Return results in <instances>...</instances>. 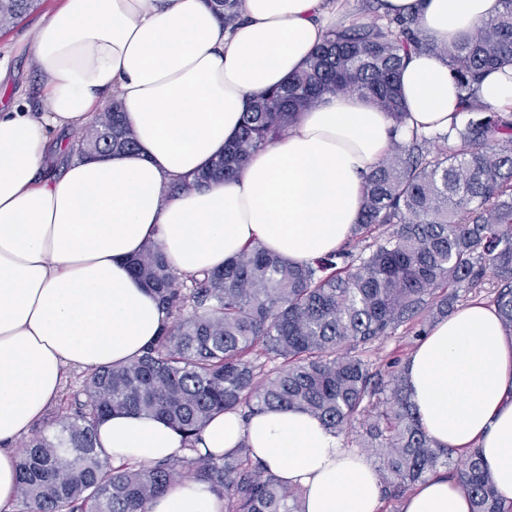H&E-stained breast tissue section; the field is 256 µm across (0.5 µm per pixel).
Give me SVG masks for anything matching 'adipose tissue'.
Here are the masks:
<instances>
[{
  "label": "adipose tissue",
  "mask_w": 512,
  "mask_h": 512,
  "mask_svg": "<svg viewBox=\"0 0 512 512\" xmlns=\"http://www.w3.org/2000/svg\"><path fill=\"white\" fill-rule=\"evenodd\" d=\"M340 0H244L225 28L204 0H63L30 40L48 101L44 112L0 110V512H14L17 441L41 420L72 369L142 354L166 320L129 262L160 244L182 278L222 268L253 241L306 264L336 250L361 212L364 175L403 141L388 115L358 95L336 94L303 113L235 176L170 195L237 134L249 96L284 85L326 38ZM416 16L445 44L503 10L502 0H384ZM408 128L445 129L457 85L444 58L413 55L400 77ZM118 100L139 150L72 160L48 173L46 151L66 152L57 131L89 126ZM409 399L424 431L457 453L480 449L504 502H512V338L480 300L439 320L407 360ZM247 441L252 457L301 491L302 512H380L377 466L297 409L215 415L200 452ZM112 463L187 454L164 419L116 412L97 427ZM149 512H225L191 479ZM401 512H470L455 480L436 472Z\"/></svg>",
  "instance_id": "adipose-tissue-1"
}]
</instances>
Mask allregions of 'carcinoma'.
I'll list each match as a JSON object with an SVG mask.
<instances>
[{
  "instance_id": "carcinoma-1",
  "label": "carcinoma",
  "mask_w": 512,
  "mask_h": 512,
  "mask_svg": "<svg viewBox=\"0 0 512 512\" xmlns=\"http://www.w3.org/2000/svg\"><path fill=\"white\" fill-rule=\"evenodd\" d=\"M224 27L242 19V0H205ZM473 32L434 46L414 17L381 13L382 0H362L371 22L329 32L287 84L254 95L237 137L191 181L174 190L229 178L253 153L282 138L324 96L355 93L406 122L398 82L421 50L443 56L459 89L446 130H410L406 141L363 178L362 210L351 240L303 265L256 242L224 267L179 283L160 244L130 262L166 313L155 339L131 361L87 370L71 416L20 450L17 512H148V504L189 476L225 500L226 512H300V493L251 457L234 452L114 467L97 448V424L113 412L156 415L189 443L220 412L250 416L265 409H302L338 433L354 423L362 445L380 461L383 497L399 499L452 451L419 424L400 361L380 370L363 350L398 329L426 334L433 318L454 310L460 291L489 290L512 338V112L483 101L494 71L512 66V0ZM39 0H0V28L30 14ZM99 155L136 149L121 104L110 123L83 130ZM454 475L471 512H512L498 496L478 449Z\"/></svg>"
}]
</instances>
